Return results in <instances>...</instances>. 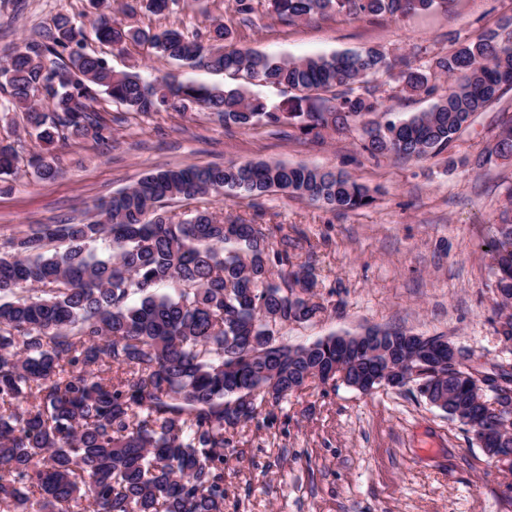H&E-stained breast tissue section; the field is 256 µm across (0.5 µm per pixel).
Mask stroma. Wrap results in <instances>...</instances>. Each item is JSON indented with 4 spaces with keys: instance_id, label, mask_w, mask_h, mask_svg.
Returning a JSON list of instances; mask_svg holds the SVG:
<instances>
[{
    "instance_id": "1",
    "label": "stroma",
    "mask_w": 512,
    "mask_h": 512,
    "mask_svg": "<svg viewBox=\"0 0 512 512\" xmlns=\"http://www.w3.org/2000/svg\"><path fill=\"white\" fill-rule=\"evenodd\" d=\"M0 0V57L33 38L58 11L82 18L87 0ZM242 23L234 0H183L164 16L139 12L127 24L191 34L208 18L223 19L232 42L269 54L304 58L377 46L414 53L417 63L443 54L454 39L512 17V0H455L403 20L343 18L286 24L255 0ZM88 52L115 70L139 65L146 80L167 73L198 84L227 77L190 69L130 46L117 51L91 40ZM384 109L404 118L428 110L433 98L398 92L375 80ZM111 122L104 141L71 139L58 146L60 172L42 182L20 174L0 193V240L29 224L88 221L94 204L142 175L168 167L224 165L252 159L341 170L367 186L370 205L332 211L281 192L170 202L259 224L272 244L287 241L295 266L312 268L322 313L281 331L284 342L307 345L369 328H401L441 336L487 371L512 372V342L496 333V291L486 244L497 235L512 192V158L489 155L503 120L512 117V90L478 113L450 155L425 160L363 152L355 131L324 130L322 141L289 127L225 128L210 112L138 115L111 100L97 105ZM482 166H475L478 156ZM272 426L249 423L224 448V512H512L491 460L466 426L431 405L415 385L366 394L336 381L310 383L274 410Z\"/></svg>"
}]
</instances>
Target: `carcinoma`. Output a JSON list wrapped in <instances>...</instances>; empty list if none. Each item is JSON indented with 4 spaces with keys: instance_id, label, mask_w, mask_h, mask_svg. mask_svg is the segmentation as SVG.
Returning a JSON list of instances; mask_svg holds the SVG:
<instances>
[{
    "instance_id": "1",
    "label": "carcinoma",
    "mask_w": 512,
    "mask_h": 512,
    "mask_svg": "<svg viewBox=\"0 0 512 512\" xmlns=\"http://www.w3.org/2000/svg\"><path fill=\"white\" fill-rule=\"evenodd\" d=\"M453 0H265L285 22L313 17L398 19L446 9ZM177 0H125L121 12L162 15ZM92 19L58 12L40 40L12 46L0 65V116L20 112L41 151L27 166L39 181L58 173L65 134L104 140L112 127L94 103L104 96L149 115L210 110L227 127L288 126L317 137L330 125L360 131L370 156L423 160L449 150L471 117L512 88V18L458 42L425 65L370 47L302 59L229 43L218 19L191 36L146 32L114 17L112 0H89ZM121 50L146 45L181 66L244 82L198 86L165 75L152 83L116 71L85 50L87 31ZM385 73L400 92L435 95L425 112L392 119L370 78ZM451 80L448 88L441 78ZM285 99L271 103L248 85ZM512 155V122L488 155ZM22 161L0 140V193ZM282 191L333 210L373 201L342 171L279 162L186 165L151 172L96 206L82 224H30L0 243V512H224L226 434L265 407L338 369L369 393L383 372L409 360L428 385L421 394L469 428L486 448L498 416L475 403L468 379L448 371V351L408 349L410 332L370 329V358L340 357L336 337L309 345L280 341V330L315 318L308 268L294 269L288 240L275 248L260 224L224 222L208 211L176 218L173 199L260 196ZM109 240V251L96 244ZM497 333L512 340V219L494 244ZM489 429L488 434L477 428Z\"/></svg>"
}]
</instances>
